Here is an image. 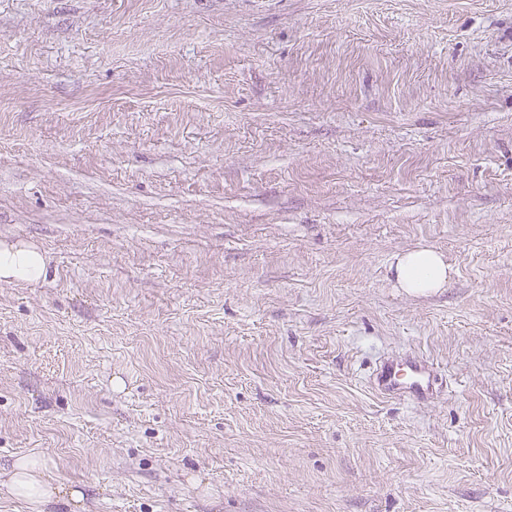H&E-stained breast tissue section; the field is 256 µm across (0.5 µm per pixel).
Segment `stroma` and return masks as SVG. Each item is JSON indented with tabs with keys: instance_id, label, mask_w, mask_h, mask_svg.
<instances>
[{
	"instance_id": "1",
	"label": "stroma",
	"mask_w": 512,
	"mask_h": 512,
	"mask_svg": "<svg viewBox=\"0 0 512 512\" xmlns=\"http://www.w3.org/2000/svg\"><path fill=\"white\" fill-rule=\"evenodd\" d=\"M0 242L47 263L0 282V472L512 512V0H0ZM406 351L437 402L373 390ZM397 285L410 293H425L448 284V265L441 254L428 247H418L397 257Z\"/></svg>"
}]
</instances>
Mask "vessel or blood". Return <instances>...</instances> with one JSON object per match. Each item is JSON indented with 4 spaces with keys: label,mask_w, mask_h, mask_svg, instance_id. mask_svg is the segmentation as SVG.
Listing matches in <instances>:
<instances>
[{
    "label": "vessel or blood",
    "mask_w": 512,
    "mask_h": 512,
    "mask_svg": "<svg viewBox=\"0 0 512 512\" xmlns=\"http://www.w3.org/2000/svg\"><path fill=\"white\" fill-rule=\"evenodd\" d=\"M370 382L380 394L426 402L437 397L441 379L428 359L415 354L387 356L375 366Z\"/></svg>",
    "instance_id": "b4317fda"
}]
</instances>
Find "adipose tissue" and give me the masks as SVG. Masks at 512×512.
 <instances>
[{
	"label": "adipose tissue",
	"instance_id": "adipose-tissue-1",
	"mask_svg": "<svg viewBox=\"0 0 512 512\" xmlns=\"http://www.w3.org/2000/svg\"><path fill=\"white\" fill-rule=\"evenodd\" d=\"M395 273L398 286L410 293L446 287L449 278L442 255L428 247H418L398 256ZM45 275L44 258L36 249L0 243V281L36 282ZM0 487L9 496L28 502L31 512H43L48 504L58 501L75 506L82 502L80 490L63 485L47 468L29 458L17 460Z\"/></svg>",
	"mask_w": 512,
	"mask_h": 512
}]
</instances>
